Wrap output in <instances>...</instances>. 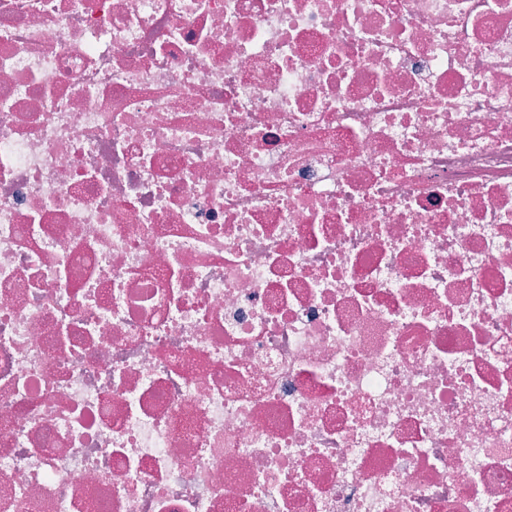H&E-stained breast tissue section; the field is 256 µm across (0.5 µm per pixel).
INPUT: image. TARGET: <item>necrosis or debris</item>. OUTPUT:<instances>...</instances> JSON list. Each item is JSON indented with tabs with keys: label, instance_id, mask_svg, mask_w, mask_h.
I'll return each instance as SVG.
<instances>
[{
	"label": "necrosis or debris",
	"instance_id": "1",
	"mask_svg": "<svg viewBox=\"0 0 512 512\" xmlns=\"http://www.w3.org/2000/svg\"><path fill=\"white\" fill-rule=\"evenodd\" d=\"M0 512H512V0H0Z\"/></svg>",
	"mask_w": 512,
	"mask_h": 512
}]
</instances>
